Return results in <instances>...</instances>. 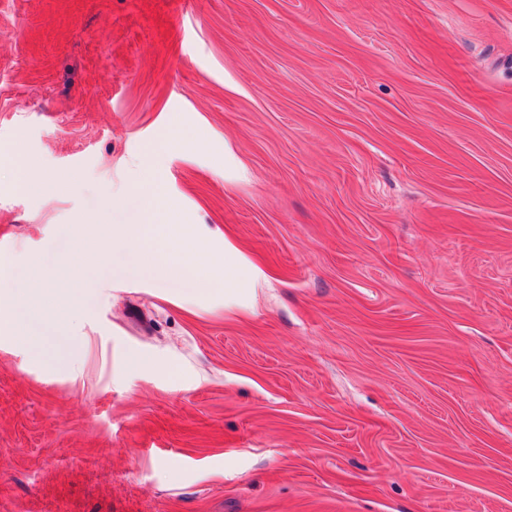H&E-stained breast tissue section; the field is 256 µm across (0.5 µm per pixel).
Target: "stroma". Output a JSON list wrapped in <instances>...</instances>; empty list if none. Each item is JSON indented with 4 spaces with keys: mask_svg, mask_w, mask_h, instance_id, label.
I'll return each instance as SVG.
<instances>
[{
    "mask_svg": "<svg viewBox=\"0 0 512 512\" xmlns=\"http://www.w3.org/2000/svg\"><path fill=\"white\" fill-rule=\"evenodd\" d=\"M147 176L265 280L80 257L0 343V512H512V0H0L14 287ZM29 284L22 292L10 286L5 275L9 267L1 265L0 277V330L1 340L16 345L28 342V333L23 323L16 321L12 310L16 306L25 308L34 318L55 326L70 310L79 305V292L75 289L88 288L80 282V271L76 261H64L47 275L39 270V261L31 256L26 261ZM161 363L148 358L138 351H131L125 358V372L128 376H139L148 372H155Z\"/></svg>",
    "mask_w": 512,
    "mask_h": 512,
    "instance_id": "1",
    "label": "stroma"
}]
</instances>
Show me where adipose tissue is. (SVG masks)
<instances>
[{
	"label": "adipose tissue",
	"mask_w": 512,
	"mask_h": 512,
	"mask_svg": "<svg viewBox=\"0 0 512 512\" xmlns=\"http://www.w3.org/2000/svg\"><path fill=\"white\" fill-rule=\"evenodd\" d=\"M141 191L149 200L145 222L116 226L111 232L102 233L97 246L99 256L107 255L112 240L123 241L130 247L132 262L150 268L158 277H191L194 283L191 298L195 301L220 290L225 303L236 304L256 287L260 271L235 246L225 244L224 253L219 256L199 251L187 230L165 234L159 222L165 219L167 209L156 185L145 181ZM26 266L29 284L24 291H15L6 277H0V333L16 345L27 343L28 333L25 325L14 319V307H23L34 318L55 326L80 301V271L76 262H62L46 275L41 274L36 257H29Z\"/></svg>",
	"instance_id": "adipose-tissue-1"
}]
</instances>
